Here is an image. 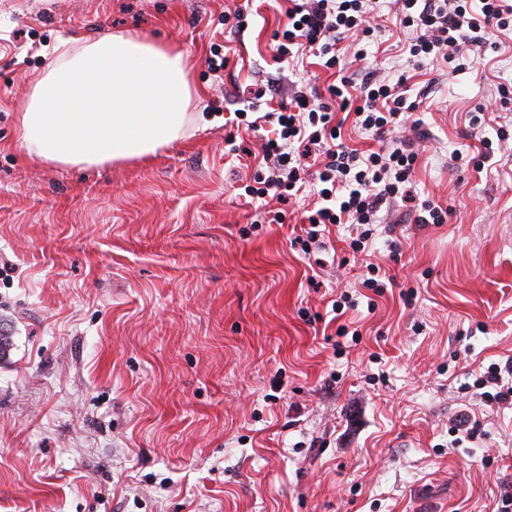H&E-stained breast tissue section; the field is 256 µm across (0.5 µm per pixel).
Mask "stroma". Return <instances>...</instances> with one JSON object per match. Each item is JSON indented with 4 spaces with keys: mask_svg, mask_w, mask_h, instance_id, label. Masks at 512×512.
<instances>
[{
    "mask_svg": "<svg viewBox=\"0 0 512 512\" xmlns=\"http://www.w3.org/2000/svg\"><path fill=\"white\" fill-rule=\"evenodd\" d=\"M249 5L230 31L225 14ZM287 7L0 0V512H500L512 492V405L486 409L472 377L512 360V105L495 103L512 30L463 70L415 66L398 0H372L379 32L346 74L402 77L422 99L413 193L451 211H382L377 293L346 227L311 256L291 246L312 192L268 201L281 224H252L240 195L265 135L239 127V100L272 77L277 103L335 81L313 56L273 60ZM126 30L187 58L202 95L182 135L144 161L30 160L17 109L55 47ZM465 412L481 431L458 444Z\"/></svg>",
    "mask_w": 512,
    "mask_h": 512,
    "instance_id": "1",
    "label": "stroma"
}]
</instances>
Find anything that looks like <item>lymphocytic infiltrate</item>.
Instances as JSON below:
<instances>
[{"mask_svg": "<svg viewBox=\"0 0 512 512\" xmlns=\"http://www.w3.org/2000/svg\"><path fill=\"white\" fill-rule=\"evenodd\" d=\"M400 24L414 33L408 49L411 61L433 57L452 63L460 58L462 45L481 44L491 31L512 28V0H401ZM286 21L275 35L274 57L285 61L293 46H300L320 59L324 68L341 65L342 35L373 36L369 0H289ZM328 101L316 104L304 92H296L291 108L263 113L247 124L258 130L276 125L275 137L267 139L264 156L267 170L256 171L244 193L251 199L273 197L286 200L289 192L302 191L308 159L321 155L315 172L321 207L307 217L304 235L297 244L314 240L322 226L337 222L357 225L359 231L349 247L365 251L379 221L383 204L409 198L418 154L409 142L387 140L378 150L364 154L341 137L337 112H351L360 129L385 137L401 126L415 110L404 92L377 80L353 86L348 78L328 86Z\"/></svg>", "mask_w": 512, "mask_h": 512, "instance_id": "obj_1", "label": "lymphocytic infiltrate"}]
</instances>
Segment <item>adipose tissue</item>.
I'll return each mask as SVG.
<instances>
[{
  "mask_svg": "<svg viewBox=\"0 0 512 512\" xmlns=\"http://www.w3.org/2000/svg\"><path fill=\"white\" fill-rule=\"evenodd\" d=\"M195 90L182 52L136 33L63 47L22 103L31 157L93 166L157 154L178 138Z\"/></svg>",
  "mask_w": 512,
  "mask_h": 512,
  "instance_id": "ef3b65f1",
  "label": "adipose tissue"
}]
</instances>
